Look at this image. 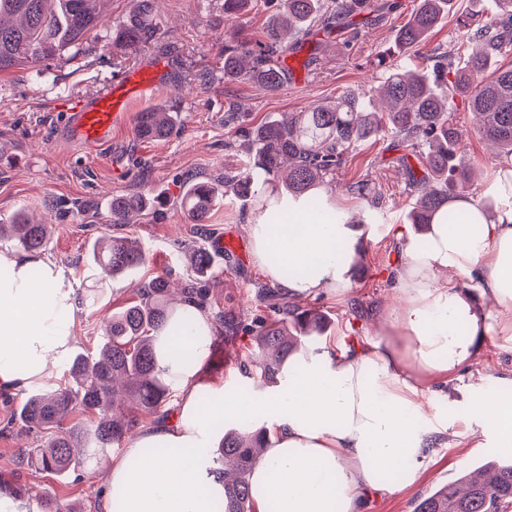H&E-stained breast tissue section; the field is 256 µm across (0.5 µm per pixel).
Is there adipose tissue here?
Returning a JSON list of instances; mask_svg holds the SVG:
<instances>
[{
  "mask_svg": "<svg viewBox=\"0 0 512 512\" xmlns=\"http://www.w3.org/2000/svg\"><path fill=\"white\" fill-rule=\"evenodd\" d=\"M494 214L455 198L451 210L467 224L435 218L423 234L397 228L402 254L395 293L377 317L378 340L361 346L335 337L304 348L278 387L253 399L217 393L201 409L196 379L206 354L196 336L211 333L206 312L195 311V335L176 322L160 330L162 366L178 379L179 399L169 421L129 440L119 463L103 477L107 501L122 512H219L221 484L207 479L196 454L214 422L265 418L268 436L249 475L256 512H361L365 495L390 494L384 472L415 480L423 451L440 429L423 416L422 398L448 383L477 353L478 337H512V168L496 177ZM252 255L289 295L315 298L344 288L354 261L345 224H323L303 205L280 199L247 219ZM43 271L32 281V269ZM76 316L74 297L54 266L38 255L0 252V387L18 389L49 374L48 356L65 351ZM189 350V365L167 354ZM471 409L499 447H512V391L475 388Z\"/></svg>",
  "mask_w": 512,
  "mask_h": 512,
  "instance_id": "adipose-tissue-1",
  "label": "adipose tissue"
}]
</instances>
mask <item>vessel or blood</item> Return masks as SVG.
<instances>
[{
    "instance_id": "vessel-or-blood-1",
    "label": "vessel or blood",
    "mask_w": 512,
    "mask_h": 512,
    "mask_svg": "<svg viewBox=\"0 0 512 512\" xmlns=\"http://www.w3.org/2000/svg\"><path fill=\"white\" fill-rule=\"evenodd\" d=\"M161 64L138 66L112 84L94 100H69L65 108L63 135L69 141L87 148L109 142L113 132L124 126L133 102L150 95L161 84Z\"/></svg>"
}]
</instances>
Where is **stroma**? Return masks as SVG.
Here are the masks:
<instances>
[{"mask_svg":"<svg viewBox=\"0 0 512 512\" xmlns=\"http://www.w3.org/2000/svg\"><path fill=\"white\" fill-rule=\"evenodd\" d=\"M418 3L404 0L401 12L363 27L349 42L324 38L316 50H302L292 75L274 91L247 78L225 80L222 56L229 33L243 39L259 36L275 8L273 0H252L249 10L234 21L224 17V0H160L154 34L134 52L112 38L132 2L109 0L102 23L79 52L0 73V223L22 209L33 220L51 225L52 235L41 256L59 270L78 303L72 350L95 352L105 318L134 300L139 282L161 271L171 272L176 279L191 277L188 255L201 241L216 243L230 230L247 238L251 210L231 195L225 196L208 223H188L178 206L184 183L241 168L244 152L237 128L253 127L277 113L300 111L346 90L378 83L380 73L373 62L391 45ZM157 61L166 65L165 82L154 96L132 105L126 125L113 132L108 145L89 150L61 138V102L93 98L133 66ZM156 106L177 113L176 129L161 139L137 137L140 113ZM452 118L465 132V155L477 175L473 197L487 200L500 163L477 132L464 98L454 97ZM386 146L383 140L357 146L345 171L333 181L340 190L349 179L369 177L380 187L384 200L377 210L352 195L346 200L350 216L365 220V257L348 288L310 301L327 316L329 337L351 331L374 339L373 315L392 294L391 272L401 262L392 229L405 223L409 196ZM132 193L155 196L157 214H138L130 223H113V197ZM104 234L140 242L146 261L132 276L105 279L89 266V250ZM213 263L214 304L234 309L245 320L269 315L259 290L271 282L250 258L227 252L214 256ZM251 349L250 336H238L228 350L201 364L199 381L217 390L248 391L262 397L267 384L247 379L240 369ZM477 386L490 392L512 389V343L484 337L476 358L449 390L437 388L426 394L428 417L447 426V435L426 450L412 483L400 485L391 495L369 498L365 512H414L421 497L456 480L462 471L504 456V449L474 445L483 432L469 408L471 391ZM13 410L0 397V490L45 488L59 498L79 500L86 512H103L104 464L91 465L76 483L41 470L15 471L17 450L36 447L37 436L12 422Z\"/></svg>","mask_w":512,"mask_h":512,"instance_id":"obj_1","label":"stroma"}]
</instances>
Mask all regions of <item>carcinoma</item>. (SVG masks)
<instances>
[{
  "label": "carcinoma",
  "mask_w": 512,
  "mask_h": 512,
  "mask_svg": "<svg viewBox=\"0 0 512 512\" xmlns=\"http://www.w3.org/2000/svg\"><path fill=\"white\" fill-rule=\"evenodd\" d=\"M106 0H0V71L35 65L61 57L81 45L101 22L100 4ZM496 17L476 19L467 12L458 18L457 48L432 53V70L398 66L392 53H406L425 45L429 34L448 15L452 0H419L416 10L397 30L393 50L379 55L380 84L368 90H348L334 100L316 103L299 112L272 116L243 130L246 160L234 172L185 184L180 208L193 224H204L210 211L230 192L244 202L264 193L302 200L314 214L324 216L313 195L317 186L334 178L362 142L376 141L389 132L401 146L397 168L404 176L411 206L408 221L422 233L448 200L470 189L469 168L461 158L462 130L448 112L453 94L465 98L478 132L501 161H512V66L496 64L512 51V0H498ZM399 0H277L261 38L244 40L232 35L224 42V79L250 77L269 90L283 80L275 59L293 50L298 40L318 30L336 38L345 29L358 30L377 12H393ZM156 0H133L126 22L115 39L131 51L152 37ZM176 126L173 113L161 106L140 114L137 135L145 139L168 136ZM350 193L376 207L371 179L349 184ZM153 210L149 195L112 199V223L126 224L134 213ZM49 227L29 221L21 210L12 223L0 224V241L26 251H38L48 242ZM194 277L181 284V303L170 305V277L159 275L135 290L137 301L111 315L97 351L74 353L69 359L70 381L46 392L18 393L14 420L40 438L37 448H24L14 459L16 470L36 468L61 479L75 477L95 456L122 446L144 419L173 397L176 381L159 364L155 337L174 317L190 332L195 329L192 309L211 314L212 336L232 341L241 334L253 337L251 375L268 384L284 377L288 363L302 347L322 335L326 317L315 308L290 301L274 302L273 319L258 317L244 323L233 313L212 305L206 278L211 255L195 249L189 256ZM90 264L114 277L127 275L145 261L138 241L104 237L94 241ZM72 416L85 425L65 426ZM266 431L240 421L214 431L212 446L204 451L208 475L224 486V512H252L248 476L262 452ZM24 508L40 512H83L81 505L46 491L19 490ZM512 504V460L493 462L445 484L416 506L415 512H500Z\"/></svg>",
  "instance_id": "carcinoma-1"
}]
</instances>
